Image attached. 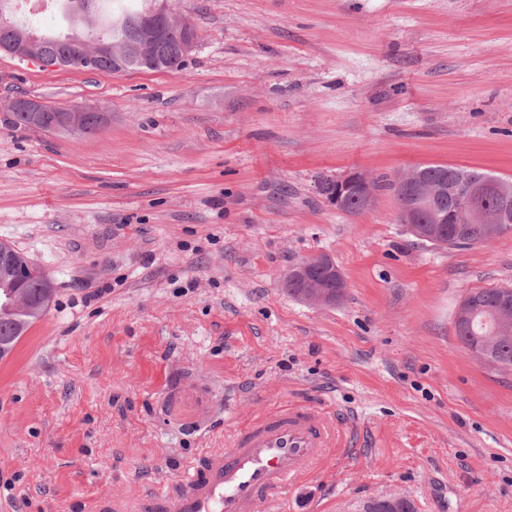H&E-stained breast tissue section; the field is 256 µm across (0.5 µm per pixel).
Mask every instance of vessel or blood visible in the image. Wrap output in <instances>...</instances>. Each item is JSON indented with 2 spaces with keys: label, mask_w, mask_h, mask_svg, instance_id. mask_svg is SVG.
Returning <instances> with one entry per match:
<instances>
[{
  "label": "vessel or blood",
  "mask_w": 512,
  "mask_h": 512,
  "mask_svg": "<svg viewBox=\"0 0 512 512\" xmlns=\"http://www.w3.org/2000/svg\"><path fill=\"white\" fill-rule=\"evenodd\" d=\"M336 425L302 402L274 405L208 450L176 476L166 493H139L131 502L105 497L97 512H260L334 447Z\"/></svg>",
  "instance_id": "b4317fda"
}]
</instances>
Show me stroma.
<instances>
[{
	"mask_svg": "<svg viewBox=\"0 0 512 512\" xmlns=\"http://www.w3.org/2000/svg\"><path fill=\"white\" fill-rule=\"evenodd\" d=\"M174 71L0 53V243L55 286L0 360V512L161 493L280 401L334 415L329 457L262 512H512V371L464 351L458 304L512 286V234L416 244L391 188L419 166L512 180V0H167ZM27 96L108 123L18 129ZM380 180L371 209L316 182ZM329 255L343 299L288 296Z\"/></svg>",
	"mask_w": 512,
	"mask_h": 512,
	"instance_id": "1",
	"label": "stroma"
}]
</instances>
